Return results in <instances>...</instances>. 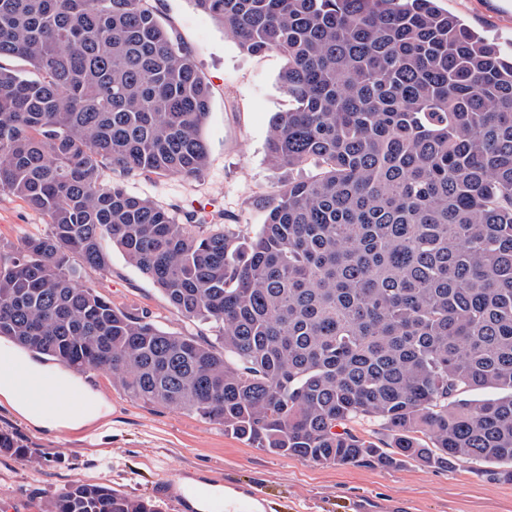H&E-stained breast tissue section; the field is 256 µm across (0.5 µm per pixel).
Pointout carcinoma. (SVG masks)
Returning a JSON list of instances; mask_svg holds the SVG:
<instances>
[{
    "instance_id": "obj_1",
    "label": "carcinoma",
    "mask_w": 512,
    "mask_h": 512,
    "mask_svg": "<svg viewBox=\"0 0 512 512\" xmlns=\"http://www.w3.org/2000/svg\"><path fill=\"white\" fill-rule=\"evenodd\" d=\"M193 2L287 58L267 154L315 172L253 236L177 220L122 178L202 172L211 90L148 0H0V59L31 73L0 65V193L50 226L0 246V336L271 453L512 483V51L436 0ZM107 240L213 339L84 285ZM361 416L392 451L348 429ZM47 512L162 509L76 481Z\"/></svg>"
}]
</instances>
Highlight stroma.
Returning <instances> with one entry per match:
<instances>
[{"label": "stroma", "instance_id": "obj_1", "mask_svg": "<svg viewBox=\"0 0 512 512\" xmlns=\"http://www.w3.org/2000/svg\"><path fill=\"white\" fill-rule=\"evenodd\" d=\"M158 20L195 58L211 89L202 128L209 161L197 177L125 179L127 191L178 213L202 208L233 232L250 236L287 169L274 168L267 138L276 113L291 101L279 79L287 60L250 55L192 0H149ZM488 39L512 41V0H438ZM48 230L46 216L0 193V244L9 246ZM111 272L89 284L113 304L145 309L169 332L211 335L209 325L178 314L164 293L119 250ZM108 414L78 429L44 432L0 403V430L22 454L0 453V512H45L49 500L75 481L103 483L130 496L151 498L160 476L183 484L220 478L221 489L243 490L263 512H512V483L484 462L381 468L372 464L319 466L254 447L223 426L186 412L131 400L104 370L79 375Z\"/></svg>", "mask_w": 512, "mask_h": 512}]
</instances>
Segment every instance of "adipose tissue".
<instances>
[{"instance_id": "adipose-tissue-1", "label": "adipose tissue", "mask_w": 512, "mask_h": 512, "mask_svg": "<svg viewBox=\"0 0 512 512\" xmlns=\"http://www.w3.org/2000/svg\"><path fill=\"white\" fill-rule=\"evenodd\" d=\"M36 379L41 383V400L33 402L22 382ZM78 381L68 372H50L28 354L14 346L0 344V399L30 424L53 432L77 428L101 417L103 405L78 397ZM70 397L68 406H60V397Z\"/></svg>"}]
</instances>
